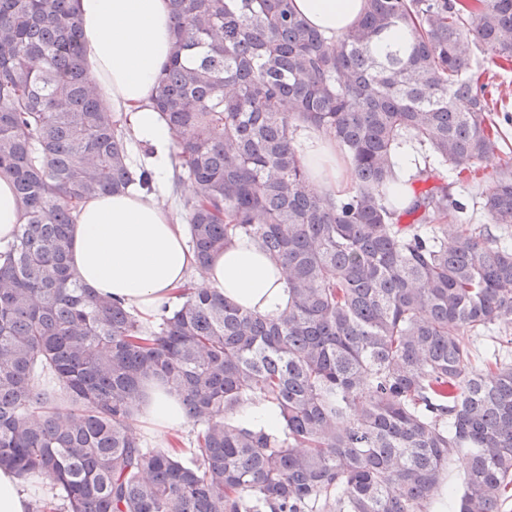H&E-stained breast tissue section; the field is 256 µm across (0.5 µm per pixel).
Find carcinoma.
<instances>
[{
  "mask_svg": "<svg viewBox=\"0 0 512 512\" xmlns=\"http://www.w3.org/2000/svg\"><path fill=\"white\" fill-rule=\"evenodd\" d=\"M174 51L153 108L178 139L195 270L237 238L281 261L288 306L206 288L134 309L70 267L79 203L149 187L100 101L72 0H0V175L25 223L0 247V467L64 512H427L465 453L458 512L512 484V244L470 223L447 177L505 153L474 44L512 65V0H364L336 36L291 0H170ZM348 157L315 190L296 132ZM424 162L396 211L395 156ZM512 228V173L482 194ZM412 217L402 221L401 215ZM178 394L190 458L143 447L142 385ZM277 410L249 428L247 404Z\"/></svg>",
  "mask_w": 512,
  "mask_h": 512,
  "instance_id": "carcinoma-1",
  "label": "carcinoma"
}]
</instances>
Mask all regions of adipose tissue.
I'll return each mask as SVG.
<instances>
[{
    "instance_id": "1",
    "label": "adipose tissue",
    "mask_w": 512,
    "mask_h": 512,
    "mask_svg": "<svg viewBox=\"0 0 512 512\" xmlns=\"http://www.w3.org/2000/svg\"><path fill=\"white\" fill-rule=\"evenodd\" d=\"M307 22L332 36L355 23L363 0H292ZM85 61L102 102L121 113L134 139L152 147L151 191L103 193L84 201L72 226L71 265L85 288L134 307L143 317L189 281L194 256L186 227L164 206L174 186V135L152 106L157 77L174 50L169 0H74ZM315 188L339 195L351 189L349 164L333 141L310 131L300 141ZM206 287L263 314L287 301L284 271L249 238L226 247L211 263ZM187 419L179 396L149 386L133 426L170 431Z\"/></svg>"
}]
</instances>
